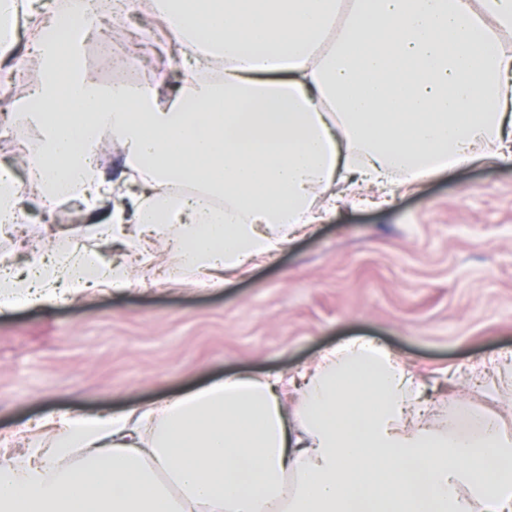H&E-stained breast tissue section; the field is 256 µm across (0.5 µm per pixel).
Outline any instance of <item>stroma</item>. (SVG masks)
Masks as SVG:
<instances>
[{"label":"stroma","mask_w":512,"mask_h":512,"mask_svg":"<svg viewBox=\"0 0 512 512\" xmlns=\"http://www.w3.org/2000/svg\"><path fill=\"white\" fill-rule=\"evenodd\" d=\"M29 48L23 23L0 79L41 80ZM391 190L379 207L340 204L220 286L162 278L167 251L150 238L124 292L0 309V459L24 452L23 432L53 416L145 409L228 372L293 376L356 337L394 352L437 416L464 402L512 426V385L493 369L512 352V162L478 159ZM23 207L0 233V258L17 270L63 232L122 259L74 206L47 220L30 190Z\"/></svg>","instance_id":"35a3bbf8"}]
</instances>
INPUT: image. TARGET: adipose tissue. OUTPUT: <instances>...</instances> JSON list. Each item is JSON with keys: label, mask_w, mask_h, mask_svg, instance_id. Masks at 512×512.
<instances>
[{"label": "adipose tissue", "mask_w": 512, "mask_h": 512, "mask_svg": "<svg viewBox=\"0 0 512 512\" xmlns=\"http://www.w3.org/2000/svg\"><path fill=\"white\" fill-rule=\"evenodd\" d=\"M183 74L102 86L80 66L87 0L42 15L0 0V50L26 19L44 73L15 104L47 213L84 207L102 239L165 238L172 277L218 278L277 254L340 195L512 160V0H151ZM334 39H327V31ZM220 78H211L215 63ZM72 112H56L59 100ZM112 108H102V100ZM141 192L115 208L100 131ZM184 185L193 194L181 193ZM36 284L0 278V308L128 289V269L65 236ZM299 395L288 412L286 390ZM421 388L386 347L353 338L291 378L230 374L148 411L63 414L0 462V512H512V429L455 408L426 423Z\"/></svg>", "instance_id": "obj_1"}]
</instances>
